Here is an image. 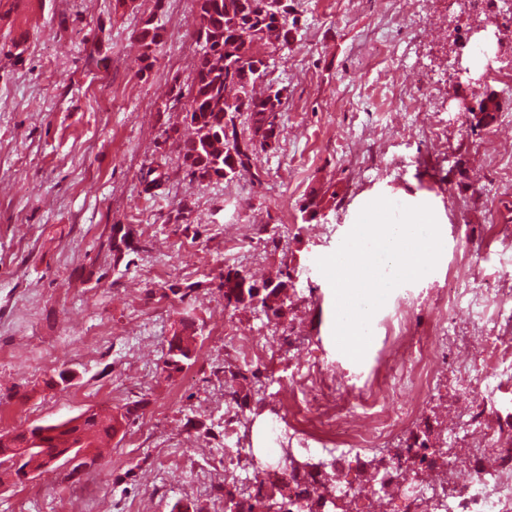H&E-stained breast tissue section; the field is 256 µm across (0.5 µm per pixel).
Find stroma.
Returning a JSON list of instances; mask_svg holds the SVG:
<instances>
[{"label": "stroma", "instance_id": "stroma-1", "mask_svg": "<svg viewBox=\"0 0 512 512\" xmlns=\"http://www.w3.org/2000/svg\"><path fill=\"white\" fill-rule=\"evenodd\" d=\"M297 32L276 54L270 77L286 87L280 147L260 154V181L197 186L166 126L180 122L177 86L189 85L199 53L195 0H0V434L62 421L87 410L135 406L123 433L76 477L51 467L0 483V512H213L224 494L225 367L237 366L224 329L275 337L254 370L263 398L237 381V408L251 420L248 442L269 448L271 422L288 415L289 356L344 372L357 393L377 391L404 412L377 443L421 442L451 449L467 483L471 453L441 428L459 394L488 375V350L474 342L467 365L453 349L426 392L392 387L375 373L373 335L362 361L333 338L334 292L317 266L353 228L364 206L384 197L429 205L442 252L422 279L389 301L414 306L420 342L438 327L436 299L450 271L464 266L448 306V333L483 326L512 336V308L495 285L512 276V191L500 190L501 155L512 154V95L488 81V64L512 67V19L482 17L501 42L471 57V20L458 0H427L420 16L393 19L394 0H293ZM152 19L166 43L144 66L138 32ZM467 71L455 75V64ZM500 108L490 127L472 113L486 96ZM467 111H460V104ZM434 120L439 140L420 126ZM168 177L143 191L141 175ZM337 191L314 220L311 194ZM184 223H174L177 212ZM249 224L251 247L224 254V237ZM128 248L114 259L113 241ZM256 280L289 274L285 318L224 306V273ZM190 287L186 297L177 289ZM196 336L194 362L163 370L175 330ZM73 372L68 385L50 380ZM211 494H203L202 484Z\"/></svg>", "mask_w": 512, "mask_h": 512}]
</instances>
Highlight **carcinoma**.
Here are the masks:
<instances>
[{"label":"carcinoma","instance_id":"cac0c4a2","mask_svg":"<svg viewBox=\"0 0 512 512\" xmlns=\"http://www.w3.org/2000/svg\"><path fill=\"white\" fill-rule=\"evenodd\" d=\"M197 9L196 41L201 52L195 63L192 81L187 91H178L175 100L186 98L184 121L193 130L185 137L177 127L164 130L165 140L178 144L180 158L187 176L202 186L213 181H231L249 173L261 182L257 171L259 153L275 151L279 144L282 89L268 84L266 92L258 94L257 84L264 81L266 70L255 68L261 53L274 54L289 46L291 28L290 0H195ZM142 57L155 56L163 42L161 29L148 19L139 31ZM247 114L248 129L236 124L239 114ZM283 280L269 281L253 294L256 281L242 272L224 277V307H249L255 303L267 316L280 317L287 300ZM173 354L165 362L168 375L182 371L196 356L195 339L176 335V344L169 347ZM39 433V445L27 463L39 466L47 459L78 446L95 448L116 435L112 414L93 412L80 422L68 418L54 424L34 426L11 437L7 446H0V467L12 461L14 451L24 447L29 437ZM288 466L270 474L256 472L254 501L263 498L262 488L273 482L280 484Z\"/></svg>","mask_w":512,"mask_h":512}]
</instances>
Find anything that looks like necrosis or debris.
<instances>
[{"label":"necrosis or debris","mask_w":512,"mask_h":512,"mask_svg":"<svg viewBox=\"0 0 512 512\" xmlns=\"http://www.w3.org/2000/svg\"><path fill=\"white\" fill-rule=\"evenodd\" d=\"M380 326L390 342L388 359L413 352L415 366L411 373L419 386H429L437 367L435 349L415 341L405 299L397 300ZM289 369L294 394L291 416H315L322 430L315 433L288 424L279 428L276 441L296 453L320 455L324 467L287 473L280 490L286 512L319 506L327 473H342L354 461L359 464V495L395 504L398 512H512V435L492 437L487 424L475 419L478 412L491 411L493 395H512V336L505 337L494 358L491 387L478 388L459 402L454 412L450 427L453 437L465 439L475 450L473 480L466 486L456 480L455 461L432 457L419 448L403 449L400 462L390 466L369 465L366 448L377 430L391 420V412L378 408L375 400H366L362 408L369 424L355 427L337 417L336 401L322 392L315 365L293 361ZM414 459L433 472V479L424 483L407 480L404 464Z\"/></svg>","instance_id":"obj_1"}]
</instances>
